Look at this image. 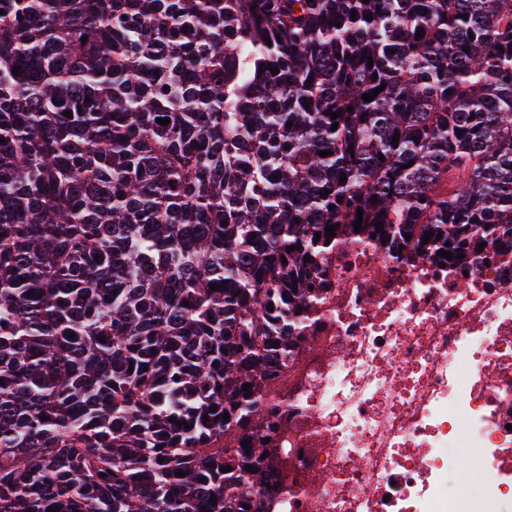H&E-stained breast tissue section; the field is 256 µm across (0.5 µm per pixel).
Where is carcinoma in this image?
<instances>
[{
    "instance_id": "carcinoma-1",
    "label": "carcinoma",
    "mask_w": 512,
    "mask_h": 512,
    "mask_svg": "<svg viewBox=\"0 0 512 512\" xmlns=\"http://www.w3.org/2000/svg\"><path fill=\"white\" fill-rule=\"evenodd\" d=\"M359 209L512 250V0H0V512H248Z\"/></svg>"
}]
</instances>
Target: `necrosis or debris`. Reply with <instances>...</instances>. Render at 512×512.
<instances>
[{"instance_id":"necrosis-or-debris-1","label":"necrosis or debris","mask_w":512,"mask_h":512,"mask_svg":"<svg viewBox=\"0 0 512 512\" xmlns=\"http://www.w3.org/2000/svg\"><path fill=\"white\" fill-rule=\"evenodd\" d=\"M319 277L260 393L261 512H512V251L444 266L364 234Z\"/></svg>"}]
</instances>
